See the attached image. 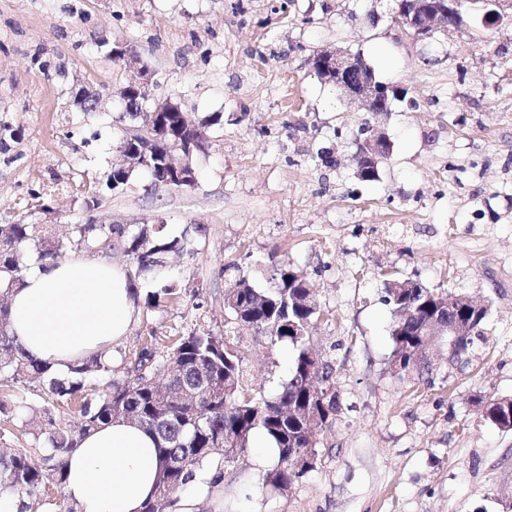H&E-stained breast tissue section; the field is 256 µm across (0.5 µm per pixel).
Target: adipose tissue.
<instances>
[{
    "mask_svg": "<svg viewBox=\"0 0 512 512\" xmlns=\"http://www.w3.org/2000/svg\"><path fill=\"white\" fill-rule=\"evenodd\" d=\"M9 328L24 352L59 376L125 338L137 318L123 268L82 257L37 264L10 293ZM159 469L156 441L116 422L91 431L68 457L65 492L79 512H141Z\"/></svg>",
    "mask_w": 512,
    "mask_h": 512,
    "instance_id": "1",
    "label": "adipose tissue"
}]
</instances>
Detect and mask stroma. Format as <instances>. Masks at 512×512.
Wrapping results in <instances>:
<instances>
[{
  "instance_id": "1",
  "label": "stroma",
  "mask_w": 512,
  "mask_h": 512,
  "mask_svg": "<svg viewBox=\"0 0 512 512\" xmlns=\"http://www.w3.org/2000/svg\"><path fill=\"white\" fill-rule=\"evenodd\" d=\"M394 0H0V224H45L67 240L88 217L82 185L104 188V222L202 225L173 256L176 301L149 310L114 349L150 336L224 329V266L255 287L282 264L303 272L322 314L315 349L335 366L342 411L319 437L316 468L288 489L251 447L221 467L223 512H512V431L479 400L512 397V9L408 48ZM132 47L153 99L209 122L199 181L172 190L136 172L105 183ZM361 56L398 90L373 114L321 81L313 53ZM99 92L96 111L74 103ZM388 138L375 181L356 175L366 127ZM460 291L488 307L483 337L456 363L433 347L429 382L393 370L383 281ZM234 334L243 379L274 397L292 345Z\"/></svg>"
}]
</instances>
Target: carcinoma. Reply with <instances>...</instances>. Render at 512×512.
I'll list each match as a JSON object with an SVG mask.
<instances>
[{
  "instance_id": "cac0c4a2",
  "label": "carcinoma",
  "mask_w": 512,
  "mask_h": 512,
  "mask_svg": "<svg viewBox=\"0 0 512 512\" xmlns=\"http://www.w3.org/2000/svg\"><path fill=\"white\" fill-rule=\"evenodd\" d=\"M162 122L178 139H195L200 153L208 146L206 125L186 121L179 112H167ZM379 162L362 160L356 176L374 181ZM38 242L36 261L54 260L63 244L49 228L41 224L0 225V296L10 295L20 284L23 270L20 247ZM71 243L86 252L120 248L130 261L129 285L150 279L155 290L146 295V308L170 302L177 294L176 285L167 277V257L172 253L193 252L194 238L187 231L172 235L164 224H76ZM231 283L225 289L230 323L250 322L274 343H290L295 355L288 380L273 398L259 397L244 385L242 356L238 342L229 334L193 331L168 345L151 341L130 357L122 359L123 378H113L112 361L92 354L70 367L65 377L56 375L47 362L26 356L9 331V305L0 303V379L12 385H39L47 396L39 408L26 405L19 397L0 401V416L12 422L21 420L32 428L34 447L40 463L31 459L27 448H0V491H9L23 502L24 512L39 505L44 488L51 482L64 488L67 454L80 446L88 432L115 421L136 423L154 434L159 454L157 489L143 507V512H177L179 493L186 489L194 472L204 466H222L224 460L244 453L253 436L262 433L278 448L276 465L264 476L275 489L286 490L297 479L314 470L318 463V438L309 433L301 420H281L285 407L302 411L316 409L321 429L331 427L342 411L336 398L333 379L335 368L327 359L314 357L309 337L320 312L303 304L304 276L283 265L272 277L270 286L258 289L241 275L239 263L224 267ZM408 288L396 292L383 283L384 301L393 316L392 355L406 358L405 373L423 376L429 369L425 354L431 344L423 335V323L440 313L448 292L421 287L408 278L396 279ZM470 321L464 336H450L454 356L467 352L487 313L463 311ZM80 422L58 423L56 410L69 405L80 393ZM485 419L501 430H512V410L494 402ZM52 426L43 431V422ZM299 453L305 458L298 471L289 467L288 456Z\"/></svg>"
}]
</instances>
